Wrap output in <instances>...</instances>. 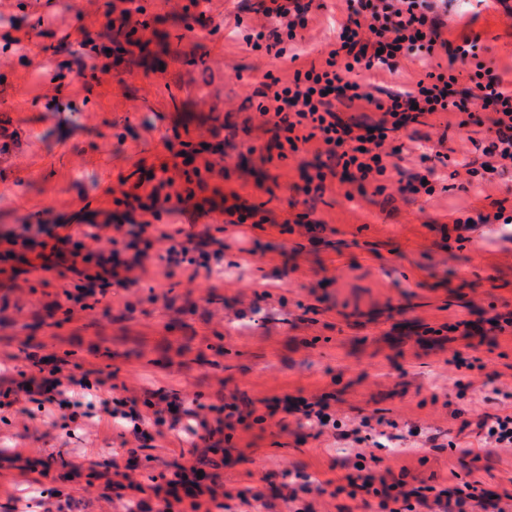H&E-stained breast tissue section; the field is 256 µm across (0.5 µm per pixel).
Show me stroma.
<instances>
[{
  "instance_id": "stroma-1",
  "label": "stroma",
  "mask_w": 512,
  "mask_h": 512,
  "mask_svg": "<svg viewBox=\"0 0 512 512\" xmlns=\"http://www.w3.org/2000/svg\"><path fill=\"white\" fill-rule=\"evenodd\" d=\"M107 0H0V234L28 224H124L145 221L143 211L115 205L109 187L135 184L161 164L173 163L183 143L220 145L227 176L209 174L198 192L205 212L186 215L187 231L206 233L205 248L223 249L211 273L194 282L180 275L142 281L112 301L72 317L54 309L63 290L83 285L74 273L22 272L37 251L15 257V278L0 275V392L14 404L0 409V512H13L11 493L32 492L30 512H124L127 504L155 503L137 484L155 482L167 493L179 457L206 461L217 493L230 506L245 487L268 502L258 512H286L293 472L337 480L349 443L308 435L289 420L225 429L222 406L242 411L264 398L326 396L347 425L379 413L426 454L379 449L387 480L441 484L472 467L484 453L476 423L495 413L483 385L512 393V333H497L492 310L512 305V223L479 224L458 241L453 221L490 211L504 201L512 215V170L481 192L463 191L445 177L433 195L404 202L394 189L346 198V185L327 182L316 203L314 231L280 232L299 209L293 159L262 165L248 153L265 138L249 102L265 72L293 77L294 64L248 51L229 13L245 26L257 16L253 0H140L141 44L122 63L82 47L116 36L105 24ZM475 0H451V11L477 13L472 26L500 69L512 74V25L503 11H476ZM342 0H327L306 30L302 63L317 62L335 40ZM28 37L27 46L18 38ZM111 67V80L90 79L92 67ZM458 117L435 116L431 137L445 136L451 158L477 159L485 137L473 126L461 133ZM238 193L264 204L267 226L227 224L223 198ZM256 247L248 270L231 276L240 247ZM472 322L469 339L449 341L447 327ZM470 350L483 368L451 366L453 350ZM57 359L64 371L112 387L113 397L145 400L162 389L184 407L201 408L214 434L191 441L179 430L154 439L127 440L108 414L71 420L47 418L39 394L18 390L21 376L39 373L38 360ZM129 469L119 482L115 466ZM68 481H60V474Z\"/></svg>"
}]
</instances>
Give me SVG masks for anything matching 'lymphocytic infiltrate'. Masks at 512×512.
Returning a JSON list of instances; mask_svg holds the SVG:
<instances>
[{
  "label": "lymphocytic infiltrate",
  "mask_w": 512,
  "mask_h": 512,
  "mask_svg": "<svg viewBox=\"0 0 512 512\" xmlns=\"http://www.w3.org/2000/svg\"><path fill=\"white\" fill-rule=\"evenodd\" d=\"M344 3L336 42L321 66L296 69L289 82L266 72L255 91L261 124L272 139L265 146H250V153L264 163L307 153L319 159L313 172L301 174L303 184L298 191L304 196L305 210L297 215V225H311L314 202L330 177L357 184L362 192L371 187L381 193L392 183L406 200L433 194L439 176L437 166H430L429 161L435 158L445 164L448 155L418 153L420 162L427 165L421 174L405 169L399 160L403 152L417 153L416 145L424 139L413 130V123L440 112L459 114L460 127L485 129L483 161L465 166L467 187L482 188L512 167V81L504 80L493 58L480 56V34L464 33L451 39L446 0ZM311 7L310 0H259L257 11L265 21L244 35L247 49L270 53L277 59L299 60ZM441 53L446 54L448 65L440 70L432 62ZM408 61L421 62L425 69L417 81L399 89L386 90L361 78L362 73L373 70L397 73ZM343 107L376 112L380 118L372 123L346 120L339 113ZM403 130L408 133V142L401 145L397 135ZM187 173L183 167L178 175L160 179L146 206L152 221L128 230L113 225L109 249L85 253L72 246L76 236L100 239L96 230L70 225L61 235L49 230V237L60 248L55 252L56 263H42L40 271L60 266L81 274L104 296L115 288L134 287L137 280L133 271L143 268L157 243L166 246L165 252L154 256L157 275L172 278L176 266L183 262L197 269L209 268L211 255L194 235L186 233L182 225L156 221L160 214L173 215L192 207L194 190L177 181ZM41 394V408L50 415L80 406L84 398L96 401L102 397L101 390H90L85 380L71 377L64 381L56 376L49 378ZM326 410V405L305 399L283 406L284 413L301 414L316 434L330 432L352 438L355 446L349 455L356 468L333 488L318 478L303 476L285 499L287 512H315L312 497L325 495L330 489L360 501L370 512H512L511 506L488 497L478 478L440 488L423 483L409 489L401 480L387 482L379 471L380 458L365 448L368 435L384 425V418L362 417L358 425L346 431L341 421L327 417Z\"/></svg>",
  "instance_id": "obj_1"
}]
</instances>
